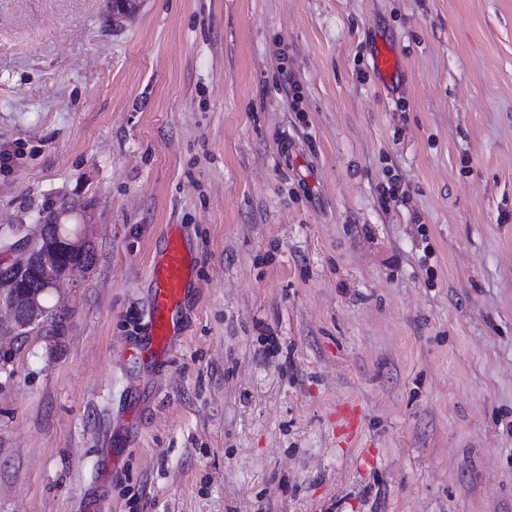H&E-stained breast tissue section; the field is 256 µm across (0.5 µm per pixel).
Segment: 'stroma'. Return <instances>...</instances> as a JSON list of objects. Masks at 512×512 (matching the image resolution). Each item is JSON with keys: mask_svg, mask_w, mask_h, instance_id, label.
<instances>
[{"mask_svg": "<svg viewBox=\"0 0 512 512\" xmlns=\"http://www.w3.org/2000/svg\"><path fill=\"white\" fill-rule=\"evenodd\" d=\"M0 153V237L93 255L0 368V512H512V0H0ZM191 264L184 239L172 225L162 250L152 260L154 295L149 309L150 348L170 345L177 314L191 282Z\"/></svg>", "mask_w": 512, "mask_h": 512, "instance_id": "1", "label": "stroma"}]
</instances>
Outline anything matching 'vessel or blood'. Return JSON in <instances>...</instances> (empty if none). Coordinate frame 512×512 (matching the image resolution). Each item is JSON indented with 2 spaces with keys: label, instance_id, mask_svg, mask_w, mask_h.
<instances>
[{
  "label": "vessel or blood",
  "instance_id": "vessel-or-blood-1",
  "mask_svg": "<svg viewBox=\"0 0 512 512\" xmlns=\"http://www.w3.org/2000/svg\"><path fill=\"white\" fill-rule=\"evenodd\" d=\"M192 259L177 228H169L162 250L152 260L154 295L149 309L151 346L169 345L177 314L191 282Z\"/></svg>",
  "mask_w": 512,
  "mask_h": 512
}]
</instances>
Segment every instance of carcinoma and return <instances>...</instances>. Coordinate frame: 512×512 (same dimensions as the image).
I'll use <instances>...</instances> for the list:
<instances>
[{
    "label": "carcinoma",
    "instance_id": "carcinoma-1",
    "mask_svg": "<svg viewBox=\"0 0 512 512\" xmlns=\"http://www.w3.org/2000/svg\"><path fill=\"white\" fill-rule=\"evenodd\" d=\"M41 252L55 256L56 276L72 278L87 269L93 257L85 245L81 244L77 232L66 224L50 221L42 225L39 234ZM0 299L7 301L21 295L27 299V305L20 309L19 319L27 326L26 333L40 332L44 323L55 321L49 317L52 310L47 306L51 287L38 256L31 255L24 266L17 268L12 275L0 282Z\"/></svg>",
    "mask_w": 512,
    "mask_h": 512
}]
</instances>
